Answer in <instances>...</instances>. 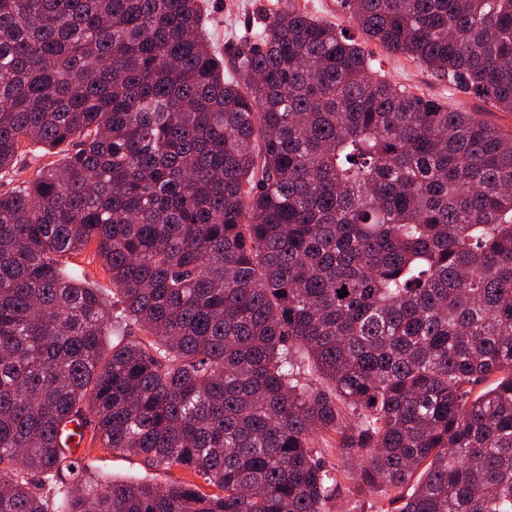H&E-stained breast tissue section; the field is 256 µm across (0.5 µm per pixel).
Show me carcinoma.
<instances>
[{
  "label": "carcinoma",
  "mask_w": 512,
  "mask_h": 512,
  "mask_svg": "<svg viewBox=\"0 0 512 512\" xmlns=\"http://www.w3.org/2000/svg\"><path fill=\"white\" fill-rule=\"evenodd\" d=\"M336 7L512 112V0ZM204 26L199 0H0V173L66 152L0 192V512H325L339 473L391 512H512V135L294 0L232 75ZM91 243L141 335L63 261ZM70 423L218 492L91 479ZM64 152L59 149L47 150L37 145L27 144L25 154L19 159L18 172L0 175V192H6L18 186L23 180L30 179L36 173L61 162Z\"/></svg>",
  "instance_id": "carcinoma-1"
}]
</instances>
